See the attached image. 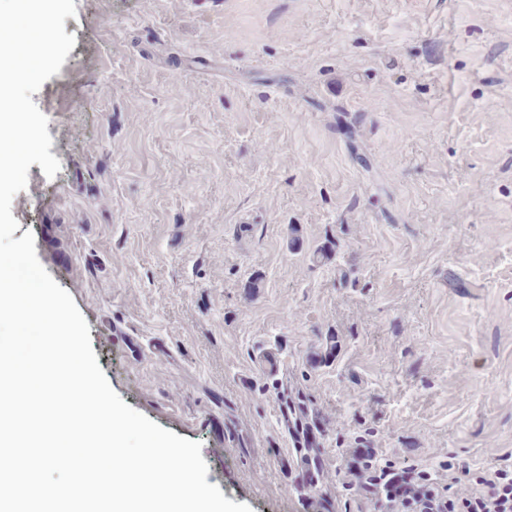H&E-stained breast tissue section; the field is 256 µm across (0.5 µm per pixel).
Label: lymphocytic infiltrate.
<instances>
[{
  "mask_svg": "<svg viewBox=\"0 0 512 512\" xmlns=\"http://www.w3.org/2000/svg\"><path fill=\"white\" fill-rule=\"evenodd\" d=\"M344 490L374 512H512V464L480 469L456 460L400 466L356 443L342 455Z\"/></svg>",
  "mask_w": 512,
  "mask_h": 512,
  "instance_id": "lymphocytic-infiltrate-1",
  "label": "lymphocytic infiltrate"
}]
</instances>
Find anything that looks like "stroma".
Returning a JSON list of instances; mask_svg holds the SVG:
<instances>
[{
	"label": "stroma",
	"mask_w": 512,
	"mask_h": 512,
	"mask_svg": "<svg viewBox=\"0 0 512 512\" xmlns=\"http://www.w3.org/2000/svg\"><path fill=\"white\" fill-rule=\"evenodd\" d=\"M12 203L111 387L252 512L282 389L396 463L512 462V0H75Z\"/></svg>",
	"instance_id": "obj_1"
}]
</instances>
